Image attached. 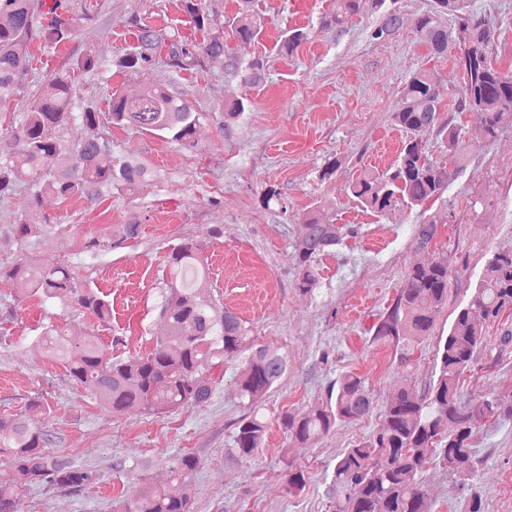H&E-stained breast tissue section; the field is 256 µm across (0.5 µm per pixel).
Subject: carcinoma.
<instances>
[{"instance_id":"obj_1","label":"carcinoma","mask_w":512,"mask_h":512,"mask_svg":"<svg viewBox=\"0 0 512 512\" xmlns=\"http://www.w3.org/2000/svg\"><path fill=\"white\" fill-rule=\"evenodd\" d=\"M399 0H336L335 10L321 18L322 28L346 33L351 20L366 13L380 14L369 37L383 42L402 26L395 7ZM181 12L194 28L205 33L200 41L179 35V30L157 27L146 19L134 21L136 43L115 65L122 69L152 68L161 63L178 71L219 65L224 72L247 85L264 78V62H245L233 54L224 40V27L239 41L260 35L263 18L253 0H239L237 12L222 22L210 15L202 0H179ZM453 26H448L445 19ZM418 37L437 57L455 42V67L460 74L458 109L483 116L482 138L512 131V71L501 69L489 53L494 31L488 21L470 9L469 0H433L432 8L415 22ZM78 28L70 0H0V104L15 99L30 72V57L21 47L38 36L48 46L74 40ZM302 28L288 30L279 52L288 56L306 40ZM109 66L105 59L82 56L71 59L39 85L21 105L8 135L0 139V200L23 188L28 192L29 214L0 231L5 242L30 252L51 228L49 216L40 211L43 196L62 201L83 198L100 203L112 192L131 191L143 182L147 170L131 155L118 157L112 141L102 134L111 124L151 132L180 144L197 146L196 127L203 114L168 85L149 87L136 94L113 92L108 111L93 103L75 109L76 84L82 74L99 73ZM248 99L224 106L220 132L229 136L233 126L249 111ZM74 120L85 136L74 147L64 146L57 132ZM394 123L407 133L394 164L382 173L364 171L349 183L351 194L372 212L383 214L397 206L425 213V206L439 199L462 170L466 146L473 139L466 131L441 117L440 94L434 74L419 71L402 89ZM441 137L448 166L430 158L429 136ZM264 209L277 207L287 213L281 191L270 187L262 193ZM358 229L339 225L314 206L297 222L293 257L296 286L313 296L320 288L317 258L354 237ZM438 224L426 218L416 226L417 249L431 251ZM206 246L185 241L166 256L167 281L161 288L160 315L165 335L152 349L126 359H114L94 336L75 346L55 321L41 325L35 343L57 356L66 376L115 413L131 405L150 416L167 415L208 400L224 364L247 353L235 374L239 397L257 403L287 368L284 356L251 344L250 328L222 303L203 305L199 293L206 287L209 268ZM407 286L393 306L370 328L375 341L419 343L433 334L437 315L448 301L449 267L446 260L431 259L413 266ZM0 282L13 287L16 300L35 296L60 311L70 309L93 316L100 323L112 321V302L91 282L79 281L67 261L43 266L24 257L10 266L0 264ZM512 311V249L494 253L467 305L460 309L445 339L437 344L436 378L422 392L400 391L382 411V422L367 439L354 444L336 461L326 494L335 512H430L427 491L420 478L430 464L438 465L460 485L475 477L472 438L481 421L512 418V398L484 397L472 404L460 399L461 381L477 355L487 348V328ZM374 401L361 377L342 376L334 400L299 417H281L291 440L307 447L329 433L338 422L363 419L373 412ZM46 411L40 401L28 404L24 413L0 416V457L7 459L11 477L0 480V512H19L20 496L31 485L77 491L99 481L96 471L82 468L47 448L48 431L35 426V417ZM266 422L257 412L244 415L227 449L230 459L251 456L265 441ZM199 459L184 453L173 458L172 480L166 486L137 483L124 500L121 512H192L188 477Z\"/></svg>"}]
</instances>
